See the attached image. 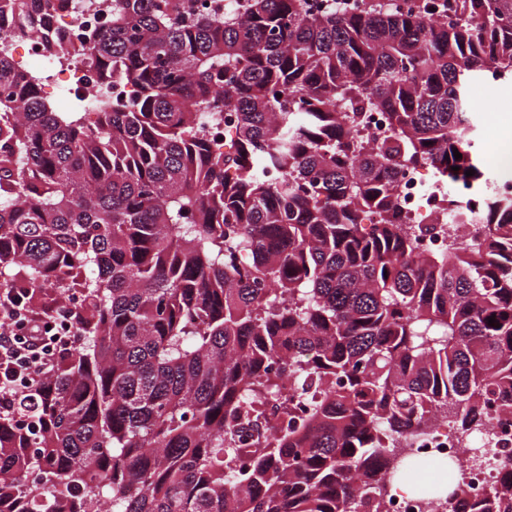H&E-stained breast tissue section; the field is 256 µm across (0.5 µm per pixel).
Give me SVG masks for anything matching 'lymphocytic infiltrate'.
Wrapping results in <instances>:
<instances>
[{
    "label": "lymphocytic infiltrate",
    "mask_w": 512,
    "mask_h": 512,
    "mask_svg": "<svg viewBox=\"0 0 512 512\" xmlns=\"http://www.w3.org/2000/svg\"><path fill=\"white\" fill-rule=\"evenodd\" d=\"M77 334L67 304L36 313L16 289H0V419L29 418L31 391L45 384Z\"/></svg>",
    "instance_id": "obj_1"
}]
</instances>
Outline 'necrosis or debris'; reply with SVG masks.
Instances as JSON below:
<instances>
[{
	"label": "necrosis or debris",
	"mask_w": 512,
	"mask_h": 512,
	"mask_svg": "<svg viewBox=\"0 0 512 512\" xmlns=\"http://www.w3.org/2000/svg\"><path fill=\"white\" fill-rule=\"evenodd\" d=\"M112 13V0H45L38 11L26 15H0V33L23 51L22 70L42 88H57L75 96L87 91H103L105 96H130L120 81L100 88L98 78L75 55L85 34L104 28ZM58 37L60 49L48 52L44 41ZM472 192L461 185H451L431 169L420 167L407 171L399 181L396 205L411 223L428 221L445 208L449 200L466 205ZM411 446L419 468L426 469L439 460L461 457L464 444L455 431L442 421H435L425 431L411 437Z\"/></svg>",
	"instance_id": "obj_1"
}]
</instances>
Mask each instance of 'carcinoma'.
I'll use <instances>...</instances> for the list:
<instances>
[{
    "label": "carcinoma",
    "mask_w": 512,
    "mask_h": 512,
    "mask_svg": "<svg viewBox=\"0 0 512 512\" xmlns=\"http://www.w3.org/2000/svg\"><path fill=\"white\" fill-rule=\"evenodd\" d=\"M435 2L112 0L77 54L135 97L93 112L0 35V288L80 295L30 426L0 422V512H385L406 434L512 416V153L472 152L468 97L512 78V0ZM423 164L474 188L472 240L398 212ZM444 473L439 508L512 512V463L474 501Z\"/></svg>",
    "instance_id": "carcinoma-1"
}]
</instances>
